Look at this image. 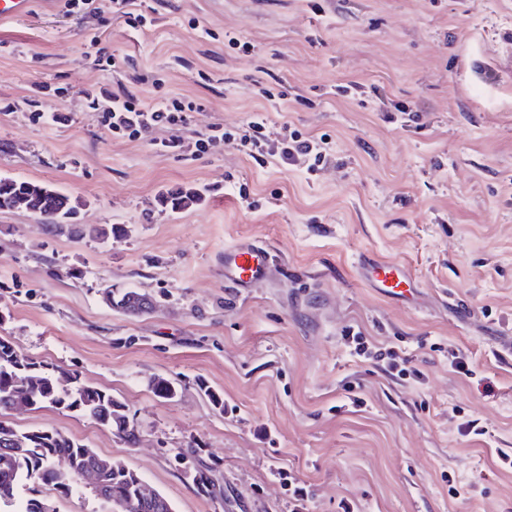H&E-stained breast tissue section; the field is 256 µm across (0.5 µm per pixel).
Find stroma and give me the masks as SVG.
Returning a JSON list of instances; mask_svg holds the SVG:
<instances>
[{
	"label": "stroma",
	"instance_id": "35a3bbf8",
	"mask_svg": "<svg viewBox=\"0 0 512 512\" xmlns=\"http://www.w3.org/2000/svg\"><path fill=\"white\" fill-rule=\"evenodd\" d=\"M151 4L159 23L142 30L61 0L0 24V176L66 193L87 230L54 236L25 209L0 211V337L111 393L139 441L52 407L7 421L122 462L175 512H290L281 468L306 484L308 512L344 498L359 512H512V470L496 463L512 453V352L498 350L512 336V0ZM117 80L145 103L198 108L177 130L114 136L89 98ZM256 113L273 140L327 137V163L154 146ZM189 188L199 204L160 205ZM111 226L120 234L88 233ZM239 243L273 256L247 291L224 278ZM362 254L401 263L415 294L369 288ZM109 286L157 307L111 310ZM350 326L411 353L422 379L359 362ZM458 356L476 377L454 370ZM158 378L173 398L154 393ZM351 394L366 408L344 406ZM471 417L490 437L462 435ZM201 467L213 493L197 489Z\"/></svg>",
	"mask_w": 512,
	"mask_h": 512
}]
</instances>
